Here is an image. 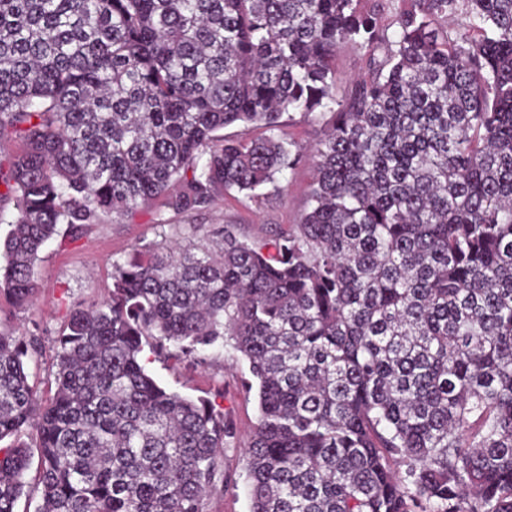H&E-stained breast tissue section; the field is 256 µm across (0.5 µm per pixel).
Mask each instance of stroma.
I'll use <instances>...</instances> for the list:
<instances>
[{
    "instance_id": "obj_1",
    "label": "stroma",
    "mask_w": 512,
    "mask_h": 512,
    "mask_svg": "<svg viewBox=\"0 0 512 512\" xmlns=\"http://www.w3.org/2000/svg\"><path fill=\"white\" fill-rule=\"evenodd\" d=\"M371 54L346 42L336 51L334 86L345 98L356 80L370 71ZM312 165L302 158L284 171L278 188H265L256 196L219 194L200 211L181 213L156 200L129 216L103 215L100 223L76 236H60L39 254L37 295L22 309H0V331L36 338L38 346L29 360L30 382L40 398L55 389L58 345L56 338L70 310L101 301L112 287V265L149 249L172 245L194 249L211 245L224 225H236L241 238L270 239L300 223L308 206ZM150 375L167 390L205 397L224 411V421L234 438L224 450V480L207 501L208 512H249L245 448L258 422L257 397L246 390L248 365L229 348L201 352L183 363L149 357Z\"/></svg>"
}]
</instances>
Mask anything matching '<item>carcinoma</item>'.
<instances>
[{
  "mask_svg": "<svg viewBox=\"0 0 512 512\" xmlns=\"http://www.w3.org/2000/svg\"><path fill=\"white\" fill-rule=\"evenodd\" d=\"M360 2L0 0L15 309L61 226L253 195L300 159L283 114L328 126L290 230L114 263L58 334L50 398L0 331V512L29 495L28 428L36 512H206L233 432L142 353L226 343L258 397L250 512H512V0H406L393 40ZM346 41L384 56L339 100Z\"/></svg>",
  "mask_w": 512,
  "mask_h": 512,
  "instance_id": "1",
  "label": "carcinoma"
}]
</instances>
